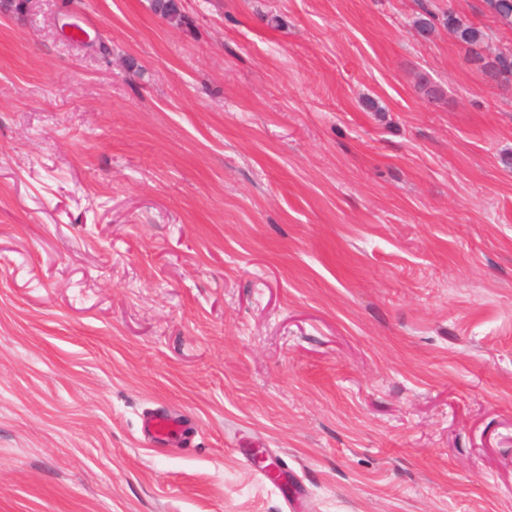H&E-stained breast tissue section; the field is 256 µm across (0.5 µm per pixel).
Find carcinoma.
I'll use <instances>...</instances> for the list:
<instances>
[{
  "label": "carcinoma",
  "mask_w": 512,
  "mask_h": 512,
  "mask_svg": "<svg viewBox=\"0 0 512 512\" xmlns=\"http://www.w3.org/2000/svg\"><path fill=\"white\" fill-rule=\"evenodd\" d=\"M483 6L485 11L502 25L512 27V3L509 0H483ZM420 8L421 16L417 20L420 32H432L436 23L439 22L462 42L473 48L472 61L483 63V66L488 68L495 77H512V51L499 52L486 58L480 52L481 45L485 42L484 34L480 30L468 24L452 10L435 12L427 4V0H420Z\"/></svg>",
  "instance_id": "cac0c4a2"
}]
</instances>
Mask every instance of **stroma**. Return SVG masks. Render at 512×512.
<instances>
[{
  "label": "stroma",
  "instance_id": "obj_1",
  "mask_svg": "<svg viewBox=\"0 0 512 512\" xmlns=\"http://www.w3.org/2000/svg\"><path fill=\"white\" fill-rule=\"evenodd\" d=\"M180 9L0 18V512H512V80L418 0ZM182 426L180 421L165 413L154 411L148 413L142 423V435L145 439L156 443H162L167 438L180 435Z\"/></svg>",
  "mask_w": 512,
  "mask_h": 512
}]
</instances>
